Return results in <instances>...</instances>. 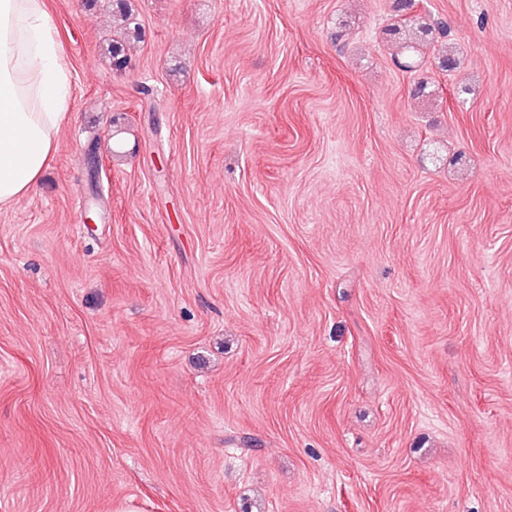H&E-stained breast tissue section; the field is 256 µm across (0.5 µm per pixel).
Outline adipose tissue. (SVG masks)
I'll use <instances>...</instances> for the list:
<instances>
[{
	"label": "adipose tissue",
	"mask_w": 512,
	"mask_h": 512,
	"mask_svg": "<svg viewBox=\"0 0 512 512\" xmlns=\"http://www.w3.org/2000/svg\"><path fill=\"white\" fill-rule=\"evenodd\" d=\"M70 100V73L45 0H0V209L41 179Z\"/></svg>",
	"instance_id": "obj_1"
}]
</instances>
